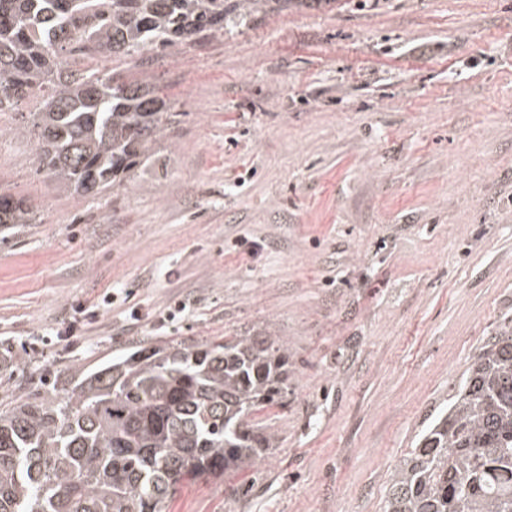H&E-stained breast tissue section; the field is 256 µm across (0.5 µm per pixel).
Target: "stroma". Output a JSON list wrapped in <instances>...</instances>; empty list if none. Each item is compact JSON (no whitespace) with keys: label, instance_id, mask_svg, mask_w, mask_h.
<instances>
[{"label":"stroma","instance_id":"obj_1","mask_svg":"<svg viewBox=\"0 0 512 512\" xmlns=\"http://www.w3.org/2000/svg\"><path fill=\"white\" fill-rule=\"evenodd\" d=\"M106 66L177 113L120 186L67 190L13 132L35 102L0 113V193L34 217L0 227V344L26 354L0 400L134 345L277 336L274 448L169 512H383L512 315V0H322Z\"/></svg>","mask_w":512,"mask_h":512}]
</instances>
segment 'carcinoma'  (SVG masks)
<instances>
[{"mask_svg":"<svg viewBox=\"0 0 512 512\" xmlns=\"http://www.w3.org/2000/svg\"><path fill=\"white\" fill-rule=\"evenodd\" d=\"M291 0H0V112L40 100L39 166L95 195L129 177L176 113L158 91L77 58H134L224 34L230 16ZM0 194V225L30 224ZM288 390L277 336L138 348L0 410V512H165L187 478L262 458L255 411ZM384 512H512V319L393 466Z\"/></svg>","mask_w":512,"mask_h":512,"instance_id":"1","label":"carcinoma"}]
</instances>
